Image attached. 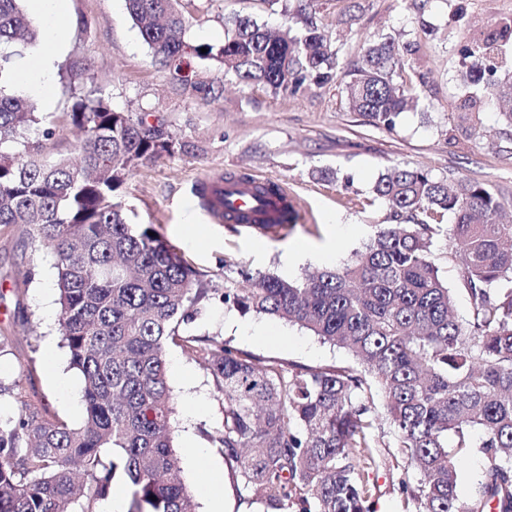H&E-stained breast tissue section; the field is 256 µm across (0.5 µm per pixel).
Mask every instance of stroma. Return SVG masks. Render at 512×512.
<instances>
[{"mask_svg":"<svg viewBox=\"0 0 512 512\" xmlns=\"http://www.w3.org/2000/svg\"><path fill=\"white\" fill-rule=\"evenodd\" d=\"M70 24L56 68L88 74L120 110L151 111L163 119L176 142L173 155L149 161L124 185L130 223L152 224L176 245L199 272L220 278L245 267L284 278L336 267L350 260L390 221V209L373 192L387 167L429 171L436 178L467 177L486 185L502 204V221L512 220V124L489 90L474 87L478 110L458 111L469 90L460 81V45L489 25L512 19V0H312L305 7L319 30L340 50L343 67L359 60L368 43L391 35L410 48L408 65L397 77L411 85L414 106L392 128L369 124L349 109L344 75L296 92H273L260 82H244L209 61H194L199 89L184 86L156 65L120 0H67ZM300 0H191L186 10L188 41L218 43L224 22L249 16L287 30L295 26ZM73 90L54 77L38 112L56 122L54 142L69 152L78 133L63 122ZM240 171L286 185L300 213L283 236L232 232L215 223L191 193L200 179ZM300 251L293 266L288 252ZM433 254L441 278L452 291L460 322L472 317L460 265L443 237ZM31 280H24L26 271ZM54 271L49 257L31 252L21 232H0V419L16 417V393L45 403L71 424L81 423L83 380L69 365L58 334L56 299L39 294ZM203 331L265 360L302 367H350L352 356L311 332L268 316L241 314L213 302ZM166 356L178 359L181 374H168L174 397V443L181 477L197 512H206L205 490L215 484L224 512H263L251 492L237 482L210 436L221 412L212 378L204 366L175 345ZM207 448L200 464L187 460L190 441Z\"/></svg>","mask_w":512,"mask_h":512,"instance_id":"35a3bbf8","label":"stroma"}]
</instances>
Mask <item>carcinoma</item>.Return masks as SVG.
I'll list each match as a JSON object with an SVG mask.
<instances>
[{
    "label": "carcinoma",
    "instance_id": "1",
    "mask_svg": "<svg viewBox=\"0 0 512 512\" xmlns=\"http://www.w3.org/2000/svg\"><path fill=\"white\" fill-rule=\"evenodd\" d=\"M183 0H126L154 61L181 73L210 60L272 91L326 84L339 50L312 19L283 37L249 17L225 23L221 44L185 39ZM39 25L22 0H0V86L11 49L33 48ZM512 20L492 24L461 48V78L512 100V75H498L499 47ZM207 52H201V49ZM407 48L391 36L368 45L347 73L350 108L391 128L410 96L394 84ZM150 112H124L102 94H76L70 125L81 132L75 157H44L55 129L23 97L0 89V231L20 228L50 257L70 366L84 381L85 417L70 424L42 401L20 399L0 422V512H96L116 481L127 512H196L179 476L174 400L166 347L179 345L210 372L222 421L212 435L243 487L264 512H375L366 470L401 475L406 512H512V224L497 196L468 179H435L398 165L373 188L395 224H381L347 263L295 279L236 271L218 286L152 224H130L120 190L141 165L172 155L175 141ZM41 132L32 141L28 133ZM193 185L216 223L224 204ZM455 222L441 224L446 213ZM444 234L462 266L471 320L451 313L433 238ZM243 314L298 324L352 353L361 368H306L263 360L200 332L214 300ZM385 417L395 463L378 452ZM482 433L486 475L461 500L456 475Z\"/></svg>",
    "mask_w": 512,
    "mask_h": 512
}]
</instances>
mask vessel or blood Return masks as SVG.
Wrapping results in <instances>:
<instances>
[{
  "label": "vessel or blood",
  "mask_w": 512,
  "mask_h": 512,
  "mask_svg": "<svg viewBox=\"0 0 512 512\" xmlns=\"http://www.w3.org/2000/svg\"><path fill=\"white\" fill-rule=\"evenodd\" d=\"M269 180L251 178L248 183L224 185V220L250 232L264 234L266 225L287 224L294 197L287 189L269 194Z\"/></svg>",
  "instance_id": "1"
}]
</instances>
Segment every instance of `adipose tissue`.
I'll return each instance as SVG.
<instances>
[{
    "mask_svg": "<svg viewBox=\"0 0 512 512\" xmlns=\"http://www.w3.org/2000/svg\"><path fill=\"white\" fill-rule=\"evenodd\" d=\"M31 11L43 24V40L28 70L20 73L21 89L34 96H44L66 28L64 0H29Z\"/></svg>",
    "mask_w": 512,
    "mask_h": 512,
    "instance_id": "obj_1",
    "label": "adipose tissue"
}]
</instances>
